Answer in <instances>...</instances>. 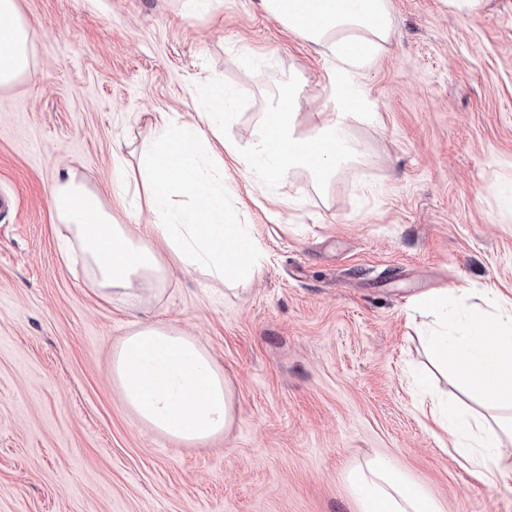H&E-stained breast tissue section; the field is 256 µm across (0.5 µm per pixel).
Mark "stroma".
Masks as SVG:
<instances>
[{"label": "stroma", "instance_id": "35a3bbf8", "mask_svg": "<svg viewBox=\"0 0 512 512\" xmlns=\"http://www.w3.org/2000/svg\"><path fill=\"white\" fill-rule=\"evenodd\" d=\"M396 29L357 79L359 163L323 190L263 193L224 159V190L259 247L246 288L172 268L152 295L101 299L59 249L49 204L74 169L110 197L150 115L194 122L200 89L237 99L224 133L257 128L298 84L297 132L333 108L336 61L260 0H19L30 72L0 90V512H360L349 474L387 462L443 512H512L422 413L433 368L414 295L512 300V0H393ZM143 322L189 333L229 384L233 418L200 445L139 422L112 350Z\"/></svg>", "mask_w": 512, "mask_h": 512}]
</instances>
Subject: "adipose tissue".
<instances>
[{"label":"adipose tissue","mask_w":512,"mask_h":512,"mask_svg":"<svg viewBox=\"0 0 512 512\" xmlns=\"http://www.w3.org/2000/svg\"><path fill=\"white\" fill-rule=\"evenodd\" d=\"M261 5L336 58V75L352 92L336 98L333 119L300 134L294 118L302 107L301 93L290 90L264 113L246 144L225 141L224 148L259 187L277 186L300 171L327 187L361 154L347 136L349 123L362 116L353 85L392 34L391 0H261ZM30 40L17 0H0V90L28 74ZM202 95V123L178 125L169 113H156V136L139 155L153 223L135 230L115 223L113 202H105L74 170L60 174L51 186V209L105 300L157 293L172 263L243 285L262 269L263 257L231 213L224 184L214 175L218 162L208 153L212 139H222L232 100L219 84L204 86ZM176 194L187 197V204L174 206ZM459 294L469 302L470 317L458 336L447 292L419 294L411 306L439 315L427 351L476 394L478 406L455 408L434 399L428 412L475 474L489 485L504 484L512 478V470L501 464L512 453V302L470 288ZM112 378L141 423L179 441H206L222 434L230 420L229 387L206 351L194 337L161 323L138 325L125 336L112 355ZM350 482L361 512H440L435 500L382 461L359 465Z\"/></svg>","instance_id":"adipose-tissue-1"}]
</instances>
